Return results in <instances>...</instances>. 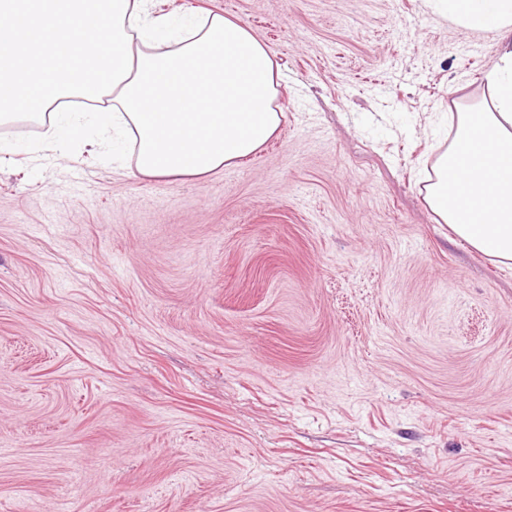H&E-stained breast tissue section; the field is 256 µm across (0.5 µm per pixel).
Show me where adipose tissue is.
<instances>
[{
    "mask_svg": "<svg viewBox=\"0 0 512 512\" xmlns=\"http://www.w3.org/2000/svg\"><path fill=\"white\" fill-rule=\"evenodd\" d=\"M457 25L493 33L499 60L479 104L452 114L454 137L426 200L477 252L512 262V0H442ZM111 98V112L52 111ZM274 63L244 25L190 19L151 0H0V125L44 122L65 154L85 130L130 132L147 178H202L262 148L280 113Z\"/></svg>",
    "mask_w": 512,
    "mask_h": 512,
    "instance_id": "obj_1",
    "label": "adipose tissue"
}]
</instances>
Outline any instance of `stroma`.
<instances>
[{"label":"stroma","mask_w":512,"mask_h":512,"mask_svg":"<svg viewBox=\"0 0 512 512\" xmlns=\"http://www.w3.org/2000/svg\"><path fill=\"white\" fill-rule=\"evenodd\" d=\"M219 9L275 137L149 179L0 125V512H512V264L426 201L488 33L437 0Z\"/></svg>","instance_id":"1"}]
</instances>
